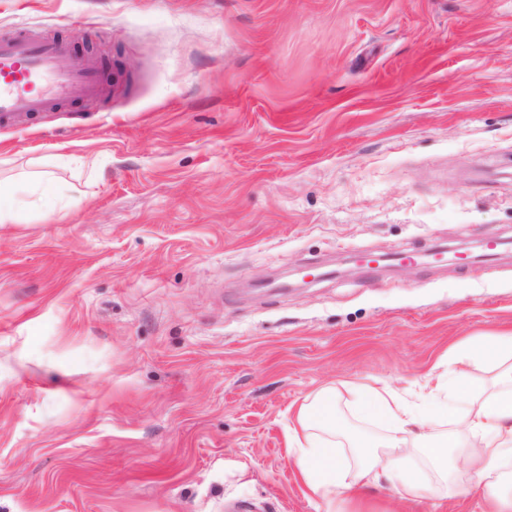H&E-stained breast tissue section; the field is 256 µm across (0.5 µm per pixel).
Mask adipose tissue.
Listing matches in <instances>:
<instances>
[{"label": "adipose tissue", "mask_w": 512, "mask_h": 512, "mask_svg": "<svg viewBox=\"0 0 512 512\" xmlns=\"http://www.w3.org/2000/svg\"><path fill=\"white\" fill-rule=\"evenodd\" d=\"M449 369L436 386L409 401L397 392L365 384L349 387L363 417L384 424L387 434L354 442V470L340 461L336 440V388L312 393L296 416L290 447L300 476L317 497H340L365 512L366 496L378 476L399 485L404 497L432 496L403 461L418 457L446 498L479 490L489 512H512V333L482 337L476 346L449 356ZM468 363L496 366L493 388L469 379Z\"/></svg>", "instance_id": "obj_1"}]
</instances>
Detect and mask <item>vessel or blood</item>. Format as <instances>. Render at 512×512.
Returning <instances> with one entry per match:
<instances>
[{"instance_id": "obj_1", "label": "vessel or blood", "mask_w": 512, "mask_h": 512, "mask_svg": "<svg viewBox=\"0 0 512 512\" xmlns=\"http://www.w3.org/2000/svg\"><path fill=\"white\" fill-rule=\"evenodd\" d=\"M102 90L98 68L55 38L0 37V119L31 116Z\"/></svg>"}]
</instances>
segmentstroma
Instances as JSON below:
<instances>
[{
	"label": "stroma",
	"instance_id": "stroma-1",
	"mask_svg": "<svg viewBox=\"0 0 512 512\" xmlns=\"http://www.w3.org/2000/svg\"><path fill=\"white\" fill-rule=\"evenodd\" d=\"M19 31L108 90L0 123V180L66 190L0 223V512H326L309 394L512 332V0H0Z\"/></svg>",
	"mask_w": 512,
	"mask_h": 512
}]
</instances>
